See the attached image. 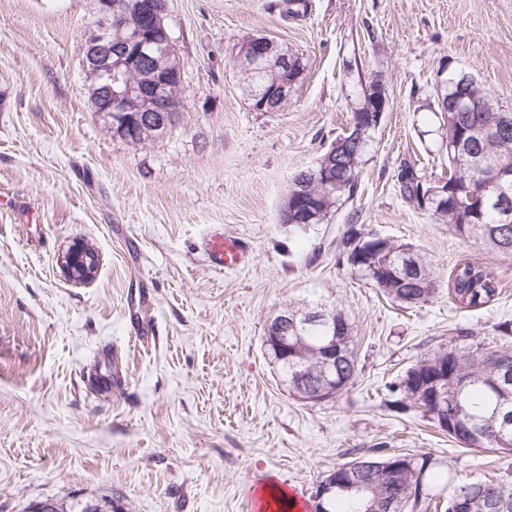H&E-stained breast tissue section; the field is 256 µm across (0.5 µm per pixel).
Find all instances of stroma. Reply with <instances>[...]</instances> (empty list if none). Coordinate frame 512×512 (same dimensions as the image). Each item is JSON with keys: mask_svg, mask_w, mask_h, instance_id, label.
I'll return each mask as SVG.
<instances>
[{"mask_svg": "<svg viewBox=\"0 0 512 512\" xmlns=\"http://www.w3.org/2000/svg\"><path fill=\"white\" fill-rule=\"evenodd\" d=\"M97 0H0V512L109 496L120 512H258L274 484L315 512L336 466L379 444L435 460L439 501L512 472V453L462 448L393 385L466 333L512 347V257L462 238L403 197L397 175L446 179L440 69L471 72L512 112V0H167L182 61L183 110L134 146L93 110L85 46ZM299 53L303 80L278 112H257L233 67L245 39ZM380 80L387 107L356 194L329 223L279 221L293 176L349 127ZM243 241L233 271L201 248L214 227ZM414 243L438 291L406 309L357 276L350 227ZM81 240L100 256L75 284L57 257ZM476 261L501 293L464 311L448 283ZM340 309L360 372L339 397L290 395L262 347L268 319L303 301ZM138 312L148 330L130 324ZM120 381L98 395L87 375Z\"/></svg>", "mask_w": 512, "mask_h": 512, "instance_id": "35a3bbf8", "label": "stroma"}]
</instances>
